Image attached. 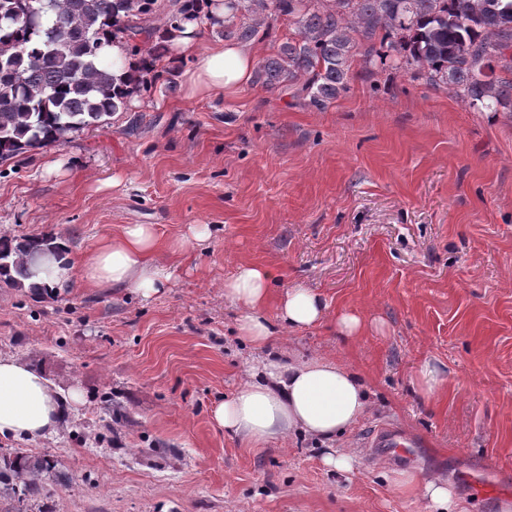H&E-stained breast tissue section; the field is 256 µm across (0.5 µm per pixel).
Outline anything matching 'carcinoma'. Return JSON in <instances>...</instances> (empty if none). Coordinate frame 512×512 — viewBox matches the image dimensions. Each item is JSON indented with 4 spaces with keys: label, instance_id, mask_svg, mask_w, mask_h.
Masks as SVG:
<instances>
[{
    "label": "carcinoma",
    "instance_id": "cac0c4a2",
    "mask_svg": "<svg viewBox=\"0 0 512 512\" xmlns=\"http://www.w3.org/2000/svg\"><path fill=\"white\" fill-rule=\"evenodd\" d=\"M199 0H0V164L29 150L62 145L129 109L139 86L160 78L155 64L175 32L200 18ZM224 37L255 40L286 17L297 38L263 58L257 81L283 84L318 110L349 88L354 57L390 59L475 112H512V0H224ZM35 12L36 24L13 16ZM123 39L138 78L118 75L112 44ZM392 51H377L375 40ZM51 240L0 238V279L16 288L28 276L22 255ZM70 481L46 455H0V499L43 496L50 481Z\"/></svg>",
    "mask_w": 512,
    "mask_h": 512
}]
</instances>
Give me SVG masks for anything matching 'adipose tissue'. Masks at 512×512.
<instances>
[{"instance_id": "obj_1", "label": "adipose tissue", "mask_w": 512, "mask_h": 512, "mask_svg": "<svg viewBox=\"0 0 512 512\" xmlns=\"http://www.w3.org/2000/svg\"><path fill=\"white\" fill-rule=\"evenodd\" d=\"M224 17L222 0H210L202 22L185 23L174 39L175 57L195 60L180 75L185 98L232 93L253 77L255 55L248 46L218 41L203 48L198 43L200 23L217 27ZM210 238L206 224L187 225L165 243L153 225L127 224L119 233L99 239L76 265L68 261L66 242H59L54 251L34 248L27 258L28 282L55 295L78 279L89 288H129L147 299L171 280L166 254L203 247ZM275 279L271 268L245 263L224 283L225 300L242 311L240 338L267 356L259 366L245 370L238 391L216 405L212 416L254 449L287 443L298 434L312 439L326 448L325 466L349 472L358 455L339 440L368 415L366 386L357 374L327 357L286 362L268 354L282 332L318 325L328 315V304L316 290L295 284L282 293L276 321H269L265 309ZM87 401L85 389L57 385L37 363L0 355V435L48 438Z\"/></svg>"}]
</instances>
